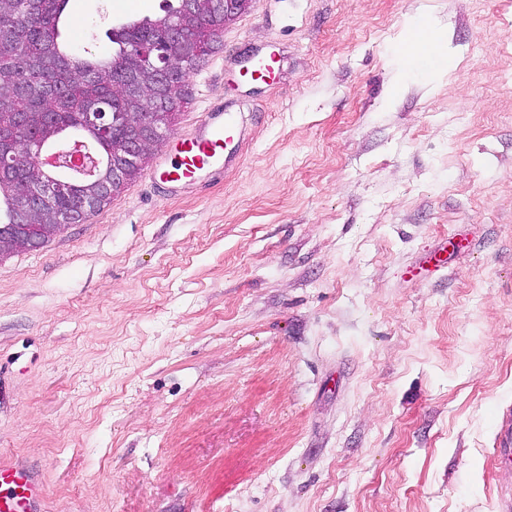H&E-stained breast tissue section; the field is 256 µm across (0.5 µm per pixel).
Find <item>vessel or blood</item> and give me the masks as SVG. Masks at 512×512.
<instances>
[{"instance_id":"obj_1","label":"vessel or blood","mask_w":512,"mask_h":512,"mask_svg":"<svg viewBox=\"0 0 512 512\" xmlns=\"http://www.w3.org/2000/svg\"><path fill=\"white\" fill-rule=\"evenodd\" d=\"M280 62L274 52L255 54L249 67L251 80L266 81ZM239 131L234 113L208 109L198 131L174 144V155L159 179L163 192L173 194L196 184L201 171L215 168L220 159L230 158V148ZM44 501L45 488L36 474L0 461V512H41Z\"/></svg>"}]
</instances>
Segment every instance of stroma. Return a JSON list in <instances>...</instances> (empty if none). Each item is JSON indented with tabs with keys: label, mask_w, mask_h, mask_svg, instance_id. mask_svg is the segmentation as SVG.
<instances>
[{
	"label": "stroma",
	"mask_w": 512,
	"mask_h": 512,
	"mask_svg": "<svg viewBox=\"0 0 512 512\" xmlns=\"http://www.w3.org/2000/svg\"><path fill=\"white\" fill-rule=\"evenodd\" d=\"M163 5L68 0L59 41ZM188 82L173 131L230 106L236 166L165 196L157 150L0 260V459L45 512H501L512 0H254ZM280 56L276 52H258L249 67V77L253 81L265 82L280 66Z\"/></svg>",
	"instance_id": "stroma-1"
}]
</instances>
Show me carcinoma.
Here are the masks:
<instances>
[{
  "mask_svg": "<svg viewBox=\"0 0 512 512\" xmlns=\"http://www.w3.org/2000/svg\"><path fill=\"white\" fill-rule=\"evenodd\" d=\"M67 0H12L5 6L4 24L15 29L13 38L0 41V131L21 143L32 137L43 144H53L71 129L84 126L87 112L103 110L121 116L140 113V123L125 127L117 120L112 135L98 142L105 169L112 170V145L126 137L143 135L152 127L155 114H176L158 96L132 97L121 92V83H143L145 89L164 85L165 94L177 93L176 83L188 79L211 47L206 36H217L223 25L221 2L211 7L206 0H196L195 12L183 14L189 36L200 37L202 49L188 57L189 44L171 37L172 25L182 14L184 0L153 20L129 22L110 35L115 45L109 57L74 61L58 43L59 22ZM136 45L161 46L173 58L175 70L162 73L143 67L129 50ZM40 178L34 167L25 163L0 175V228L14 223L17 205H29L23 189ZM89 190L79 183L65 186L54 199L57 213L78 224L85 221L82 204L88 202Z\"/></svg>",
  "mask_w": 512,
  "mask_h": 512,
  "instance_id": "cac0c4a2",
  "label": "carcinoma"
}]
</instances>
